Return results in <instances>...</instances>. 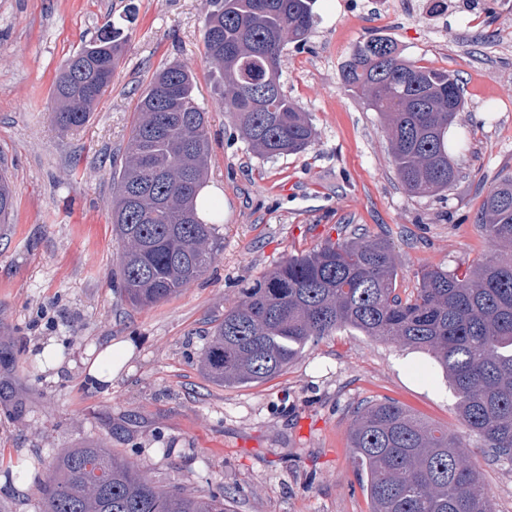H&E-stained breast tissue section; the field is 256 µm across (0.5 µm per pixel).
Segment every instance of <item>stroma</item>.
<instances>
[{"mask_svg": "<svg viewBox=\"0 0 512 512\" xmlns=\"http://www.w3.org/2000/svg\"><path fill=\"white\" fill-rule=\"evenodd\" d=\"M479 2L467 26L453 12L444 23L384 19L368 0H316L306 43L286 45L280 75L316 140L262 161L225 112L204 57L207 0H0V169L15 198L0 223V512H39L55 457L86 442L160 485L231 493L232 512H369L348 443L358 404L387 397L458 428L454 393L428 355L355 331L308 344L258 385L217 386L198 361L241 288L353 229L391 242L404 296L423 267L451 271L489 257L480 207L512 174V46L497 40L512 30V0ZM107 20L129 36L122 61L88 123L59 130L58 70ZM378 34L405 58L464 82L466 110L448 130L460 178L448 191L406 192L383 122L341 85L355 45ZM170 62L191 69L208 116L219 253L199 280L135 310L112 286L121 254L112 173L140 93ZM125 342L133 351L120 376L90 387L85 360ZM50 344L61 370L36 360ZM466 443L497 512H512V466L485 459L476 438Z\"/></svg>", "mask_w": 512, "mask_h": 512, "instance_id": "35a3bbf8", "label": "stroma"}]
</instances>
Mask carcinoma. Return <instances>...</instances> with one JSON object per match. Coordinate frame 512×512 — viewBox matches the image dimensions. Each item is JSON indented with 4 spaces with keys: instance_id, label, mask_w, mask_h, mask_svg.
I'll use <instances>...</instances> for the list:
<instances>
[{
    "instance_id": "carcinoma-1",
    "label": "carcinoma",
    "mask_w": 512,
    "mask_h": 512,
    "mask_svg": "<svg viewBox=\"0 0 512 512\" xmlns=\"http://www.w3.org/2000/svg\"><path fill=\"white\" fill-rule=\"evenodd\" d=\"M315 0H208L204 55L219 73L228 112L262 160L298 154L316 130L281 87L288 42L306 40ZM127 37L107 20L70 56L54 84V122L84 125L112 83ZM341 84L383 120L402 186L414 196L448 190L457 177L448 128L466 105L459 75L419 66L384 36L358 43ZM210 153L208 120L191 71L161 69L141 93L124 160L112 174V231L122 252L116 278L134 309L161 303L203 276L215 259L216 225L198 215ZM14 208L0 175V221ZM480 227L495 255L457 268L426 267L416 292L397 293L398 260L382 237L351 239L289 257L214 327L201 372L224 387L281 375L310 343L349 329L428 354L457 399L461 428L427 423L403 405L367 401L349 444L370 512H495L464 452L476 437L491 461L512 464V177L482 202ZM42 512H229L225 493L156 485L109 448L86 443L58 455L43 483Z\"/></svg>"
}]
</instances>
